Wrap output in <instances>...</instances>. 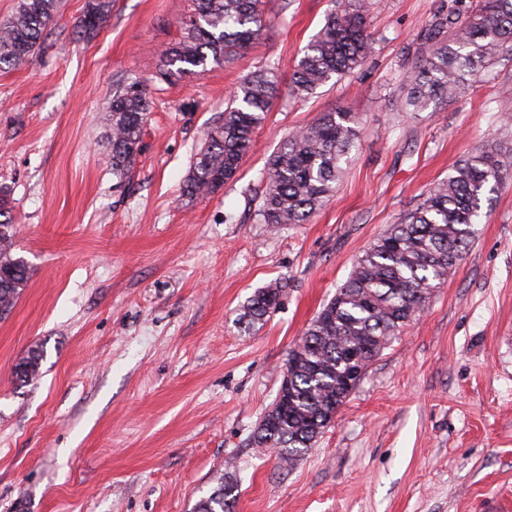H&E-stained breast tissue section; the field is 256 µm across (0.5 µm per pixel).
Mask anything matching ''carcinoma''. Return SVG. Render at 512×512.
I'll use <instances>...</instances> for the list:
<instances>
[{"label":"carcinoma","mask_w":512,"mask_h":512,"mask_svg":"<svg viewBox=\"0 0 512 512\" xmlns=\"http://www.w3.org/2000/svg\"><path fill=\"white\" fill-rule=\"evenodd\" d=\"M57 0H19L15 14L0 23V66L30 61L54 21ZM111 0H87L77 27L92 33L102 23ZM369 0H347L330 13L306 48L291 77V96L303 100L332 79L352 74L371 53L367 33ZM264 27L262 0H193V13L180 20L182 36L161 55L156 77L178 82L234 61L248 50ZM421 53L406 72L403 112L458 97L471 79L512 50V0H448L425 26ZM277 92L273 70L254 73L224 108L197 153L184 194L216 193L231 178L253 146ZM149 103L142 84L117 89L110 107L112 173L123 176L141 152ZM360 118L352 112H325L289 136L272 157L259 209L273 229L305 224L334 191L342 164L355 149ZM512 172V152L496 145L476 148L459 160L448 178L437 183L408 217L379 236L356 262L306 328L288 357L287 400L262 418L254 442L276 449L283 466L293 465L324 433V422L344 401L341 378L352 364L348 353H361L366 369L420 311L426 299L463 260L481 216L483 200ZM13 218L0 191V317L13 308L29 280L26 262L13 254ZM286 283L276 279L248 301L245 317L254 322L279 304ZM42 352L32 347L17 364L20 381L39 373ZM237 485L218 478L211 495L193 512H231Z\"/></svg>","instance_id":"1"}]
</instances>
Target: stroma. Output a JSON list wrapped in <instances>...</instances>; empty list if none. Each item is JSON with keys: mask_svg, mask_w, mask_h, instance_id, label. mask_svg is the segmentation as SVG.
<instances>
[{"mask_svg": "<svg viewBox=\"0 0 512 512\" xmlns=\"http://www.w3.org/2000/svg\"><path fill=\"white\" fill-rule=\"evenodd\" d=\"M442 0H374L373 51L307 100L290 76L341 0H265L261 39L174 84L154 73L191 0H59L31 61L0 70V189L29 281L0 318V512H193L218 478L232 512H512V174L496 185L456 270L381 352L293 466L253 442L290 351L357 256L454 162L512 148V56L459 98L404 113V76ZM274 70L278 95L235 177L182 187L240 81ZM149 102L124 177L108 159L117 87ZM361 118L356 150L309 223L269 231L271 156L324 112ZM277 309L248 323L274 279ZM36 380H17L31 346ZM111 2V0H87L83 15L77 22V27L84 33H93L98 28L93 23L88 24L85 17L92 15L101 25L111 10ZM97 21H94V23H97ZM284 288H286V283L275 279L258 290L248 301L245 317L252 323L269 316V313L275 311L278 306Z\"/></svg>", "mask_w": 512, "mask_h": 512, "instance_id": "stroma-1", "label": "stroma"}]
</instances>
